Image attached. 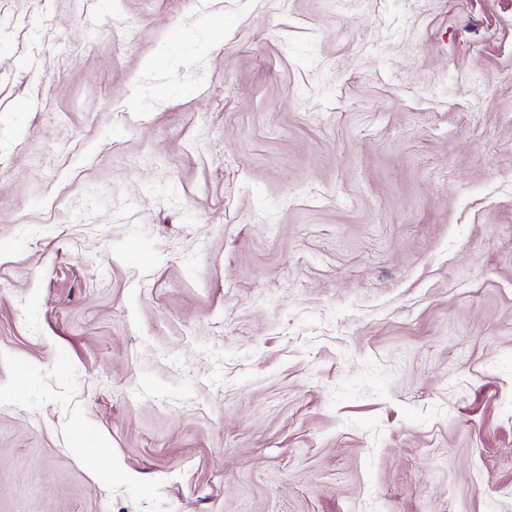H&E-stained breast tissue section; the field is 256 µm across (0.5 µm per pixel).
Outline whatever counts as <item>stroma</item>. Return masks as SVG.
Wrapping results in <instances>:
<instances>
[{
    "instance_id": "1",
    "label": "stroma",
    "mask_w": 512,
    "mask_h": 512,
    "mask_svg": "<svg viewBox=\"0 0 512 512\" xmlns=\"http://www.w3.org/2000/svg\"><path fill=\"white\" fill-rule=\"evenodd\" d=\"M0 512H512V0H0Z\"/></svg>"
}]
</instances>
